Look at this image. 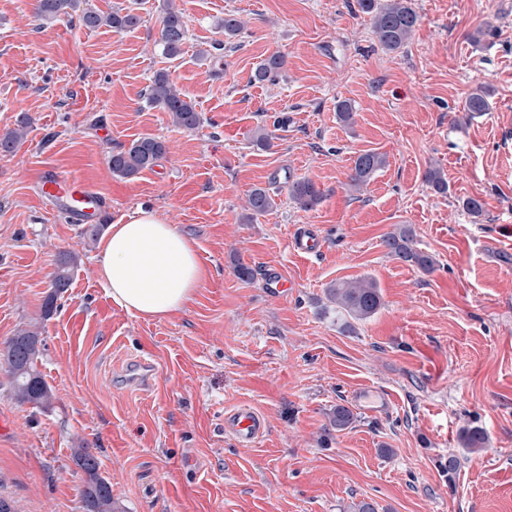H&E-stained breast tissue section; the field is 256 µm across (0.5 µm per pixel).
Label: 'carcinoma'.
Wrapping results in <instances>:
<instances>
[{"instance_id": "cac0c4a2", "label": "carcinoma", "mask_w": 512, "mask_h": 512, "mask_svg": "<svg viewBox=\"0 0 512 512\" xmlns=\"http://www.w3.org/2000/svg\"><path fill=\"white\" fill-rule=\"evenodd\" d=\"M86 7L79 8V2ZM359 11L369 16L371 28L380 46L390 52L402 48L412 35L419 16L411 5V0H356ZM81 9L80 23L90 29L107 26L117 32L137 26L140 17L131 12L125 14L117 9L101 13L89 4V0H39V15L46 21L69 15V11ZM187 28L180 12L166 9L162 30L163 53L175 58L182 52ZM284 66V58L274 53L267 57L254 72L253 80L259 83L275 80ZM489 93L477 88L467 99V111L481 115L489 110ZM147 103L168 112L172 125L182 131H193L201 123V115L195 106L173 84L166 71L156 73L147 93ZM27 117L20 118L17 128L0 136V152L10 153L26 135ZM167 152L163 141L154 137H141L131 142L109 157L112 175L121 179H133L142 171L157 165ZM386 156L375 151H366L356 157L349 185L359 190L373 176L386 166ZM288 193L293 202L302 210L315 207L321 200V193L314 183L307 179H297L288 184ZM248 210L254 214L271 209L274 200L264 188H255L248 195ZM384 247L395 259L423 272L434 268L432 256L419 250L412 230L399 226L383 239ZM79 256L71 251H62L56 259L55 271L50 280V292L43 305V317L48 318L55 309L57 298L70 287L72 274L78 266ZM327 297L336 306V311L354 320L364 321L374 316L382 306V296L377 284L370 278L343 281L328 288ZM41 340L38 331L23 329L9 339L0 349V364H5L12 377L15 399L21 404H31L37 408H47L53 394L38 371L36 362ZM488 442L486 431L479 427H467L460 433L462 447L475 451ZM74 462L87 476L84 490L86 512H117L112 501L111 483L99 472L97 457L87 448H79L74 454Z\"/></svg>"}]
</instances>
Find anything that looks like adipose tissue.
<instances>
[{"instance_id": "adipose-tissue-1", "label": "adipose tissue", "mask_w": 512, "mask_h": 512, "mask_svg": "<svg viewBox=\"0 0 512 512\" xmlns=\"http://www.w3.org/2000/svg\"><path fill=\"white\" fill-rule=\"evenodd\" d=\"M97 260L113 303L146 320L182 310L208 277L194 242L144 209L110 225Z\"/></svg>"}]
</instances>
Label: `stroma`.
<instances>
[{
  "instance_id": "obj_1",
  "label": "stroma",
  "mask_w": 512,
  "mask_h": 512,
  "mask_svg": "<svg viewBox=\"0 0 512 512\" xmlns=\"http://www.w3.org/2000/svg\"><path fill=\"white\" fill-rule=\"evenodd\" d=\"M92 2L140 23L90 30L74 16L42 20L38 0H0V134L30 119L0 153V348L38 326L37 368L54 395L46 409L19 403L0 366V416L12 423L0 497L15 512H85L73 461L84 446L121 512H354L363 500L378 512H512V0H412L420 21L395 52L356 0H173L187 26L174 60L160 44L166 0ZM228 14L243 23L230 39ZM275 52L277 81L254 82ZM162 70L194 101L198 129L147 104ZM480 86L490 109L474 116L466 100ZM341 100L351 124L336 117ZM261 127L270 149L254 143ZM146 136L167 146L158 165L114 177L110 154ZM367 150L388 165L349 193ZM431 167L447 194L425 183ZM47 169L102 192L109 221L155 210L195 243L207 282L158 320L116 306L83 223L39 197ZM303 177L323 195L308 211L288 194ZM256 187L274 206L252 216ZM469 198L481 215L464 210ZM304 224L319 227L320 252L292 250ZM403 224L432 272L388 254L383 239ZM64 250L79 264L46 319ZM274 268L292 284L276 299L263 280ZM360 277L383 305L352 322L326 290ZM140 357L154 365L146 389L122 380ZM358 390L389 395L391 410L352 408ZM339 405L354 417L342 430L330 423ZM242 406L267 422L250 445L224 429ZM470 425L488 434L474 453L459 443Z\"/></svg>"
}]
</instances>
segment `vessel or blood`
Here are the masks:
<instances>
[{
	"mask_svg": "<svg viewBox=\"0 0 512 512\" xmlns=\"http://www.w3.org/2000/svg\"><path fill=\"white\" fill-rule=\"evenodd\" d=\"M40 194L43 200L58 204L66 203L68 218L80 222L105 221V198L92 186L75 181L56 170L42 172L39 176ZM292 246L301 254L314 253L320 246L316 230L299 227L292 237ZM354 404L372 413H385L392 406L391 399L382 393L359 391L353 394ZM224 427L239 442L251 443L264 432L261 416L249 408H239L224 419Z\"/></svg>",
	"mask_w": 512,
	"mask_h": 512,
	"instance_id": "1",
	"label": "vessel or blood"
}]
</instances>
